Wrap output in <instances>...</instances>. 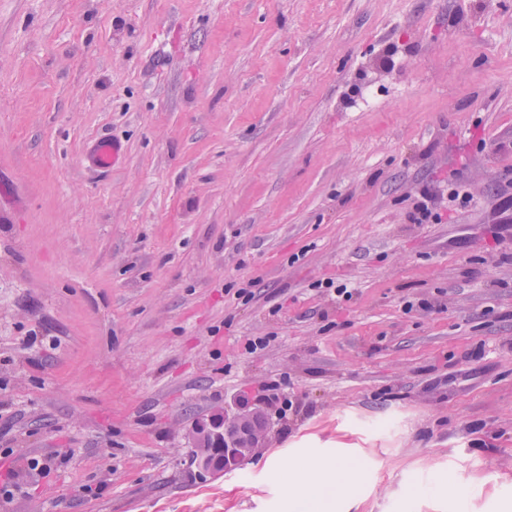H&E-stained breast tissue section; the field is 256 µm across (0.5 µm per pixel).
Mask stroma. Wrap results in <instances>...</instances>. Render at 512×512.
<instances>
[{
	"mask_svg": "<svg viewBox=\"0 0 512 512\" xmlns=\"http://www.w3.org/2000/svg\"><path fill=\"white\" fill-rule=\"evenodd\" d=\"M509 199L512 0H0V512H512ZM435 195L425 189L422 200L417 204L409 219L414 224H442L444 214L434 207ZM257 409L242 408V411L237 417L228 421L225 418L224 411L219 412L211 420L208 427L197 428L193 431L194 437L203 446L202 448H209L208 451L200 458L201 467L207 466V459L209 455H215L223 462L225 466H233L242 460L247 459L252 454V448L259 447V441L254 444L246 443L239 445L237 443L238 436L231 435L234 429L242 430L243 426L250 422ZM209 444V447L207 445ZM242 453V454H241ZM311 470L317 471L315 480L307 477ZM290 472L284 485V502L289 512L318 511L325 501L336 496L339 487H348L359 478L356 468L342 464H336V468L294 465Z\"/></svg>",
	"mask_w": 512,
	"mask_h": 512,
	"instance_id": "35a3bbf8",
	"label": "stroma"
}]
</instances>
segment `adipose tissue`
Listing matches in <instances>:
<instances>
[{"label":"adipose tissue","mask_w":512,"mask_h":512,"mask_svg":"<svg viewBox=\"0 0 512 512\" xmlns=\"http://www.w3.org/2000/svg\"><path fill=\"white\" fill-rule=\"evenodd\" d=\"M308 467L295 466L284 485V502L288 512H317L327 500L335 497L339 487L355 483L359 474L356 468L337 465L329 468L317 466L316 479H309Z\"/></svg>","instance_id":"adipose-tissue-1"}]
</instances>
